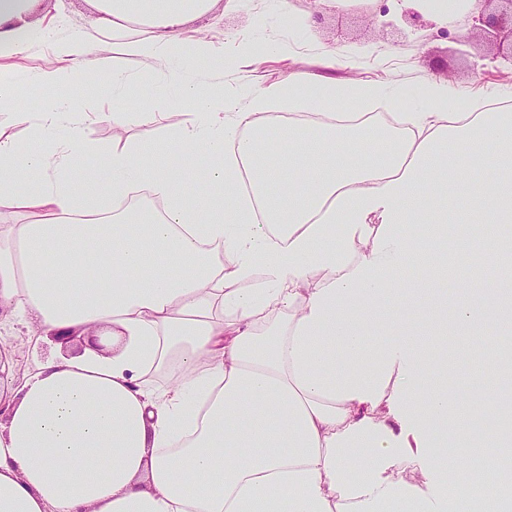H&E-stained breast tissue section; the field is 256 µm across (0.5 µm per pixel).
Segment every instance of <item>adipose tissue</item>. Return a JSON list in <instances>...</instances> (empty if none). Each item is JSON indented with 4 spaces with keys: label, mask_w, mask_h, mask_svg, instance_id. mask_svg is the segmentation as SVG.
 <instances>
[{
    "label": "adipose tissue",
    "mask_w": 512,
    "mask_h": 512,
    "mask_svg": "<svg viewBox=\"0 0 512 512\" xmlns=\"http://www.w3.org/2000/svg\"><path fill=\"white\" fill-rule=\"evenodd\" d=\"M41 2L0 0V312L32 345L110 351L61 350L0 387V512H470L448 475L480 448L497 482L512 405L465 398L449 366L512 369V336L489 332L512 327V106L429 76L398 112L403 87L333 78L325 51L323 75L218 97L180 78L192 109L162 130L152 112H26L21 80L117 91L129 61L224 67L186 30L215 0H92L123 36L111 62L74 33L29 69ZM104 121L106 150L86 134ZM162 131L175 152L153 168ZM80 154L100 164L76 179ZM453 224L480 244L472 275L434 248ZM411 306L424 317L400 321Z\"/></svg>",
    "instance_id": "adipose-tissue-1"
}]
</instances>
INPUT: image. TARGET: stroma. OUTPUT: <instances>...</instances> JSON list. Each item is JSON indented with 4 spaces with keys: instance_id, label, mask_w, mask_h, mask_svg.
I'll return each instance as SVG.
<instances>
[{
    "instance_id": "stroma-1",
    "label": "stroma",
    "mask_w": 512,
    "mask_h": 512,
    "mask_svg": "<svg viewBox=\"0 0 512 512\" xmlns=\"http://www.w3.org/2000/svg\"><path fill=\"white\" fill-rule=\"evenodd\" d=\"M382 0H349L341 10H327L322 20H314L311 0H244L238 9L226 10L222 0H216L207 15L193 20L189 31L203 30L222 41L225 47L236 43L262 45L284 43L292 45L290 56L256 54L225 66L224 81L232 84L246 79L256 87L280 80L287 72H318L316 55L330 48L342 58L361 53L359 69L339 68L338 79L384 76L412 88L428 74L461 86L474 83L495 88L512 85V73L499 75L493 63L475 71L471 65L478 56L493 52L494 46L473 30L469 15H462L459 25L467 34L461 40L439 37L438 26L429 16H422L420 26L399 23L385 26L378 11ZM51 17L49 30L62 39L72 32L82 31L94 36L102 57L112 55L111 39L96 33L97 14L90 0H44ZM129 77L120 96H113L109 79L96 77L81 84L61 88L22 89L23 99L38 96L69 101L75 111H90L102 100L109 101L114 112H187L191 105L176 93V74L195 75L201 91L211 89L206 66L192 60H173L159 65L154 71L142 72L129 65Z\"/></svg>"
}]
</instances>
